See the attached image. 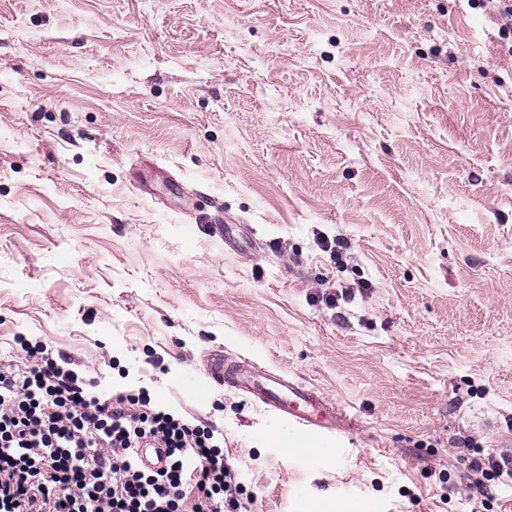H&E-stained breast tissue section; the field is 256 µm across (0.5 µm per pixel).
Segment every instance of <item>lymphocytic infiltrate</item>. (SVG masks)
<instances>
[{
  "label": "lymphocytic infiltrate",
  "instance_id": "f902f5d3",
  "mask_svg": "<svg viewBox=\"0 0 512 512\" xmlns=\"http://www.w3.org/2000/svg\"><path fill=\"white\" fill-rule=\"evenodd\" d=\"M25 350L32 365L0 363V512H248L223 434L163 409L140 410L135 396H88L78 373ZM167 449L163 468H145L143 443ZM471 489L490 500V482L512 477L508 449L468 459Z\"/></svg>",
  "mask_w": 512,
  "mask_h": 512
}]
</instances>
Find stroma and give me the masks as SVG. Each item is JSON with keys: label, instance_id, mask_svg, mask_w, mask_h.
Masks as SVG:
<instances>
[{"label": "stroma", "instance_id": "stroma-1", "mask_svg": "<svg viewBox=\"0 0 512 512\" xmlns=\"http://www.w3.org/2000/svg\"><path fill=\"white\" fill-rule=\"evenodd\" d=\"M19 336L223 433L249 512H470L466 458L512 448L491 14L0 0V361ZM239 356L357 428L306 436L209 375Z\"/></svg>", "mask_w": 512, "mask_h": 512}]
</instances>
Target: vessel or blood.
<instances>
[{"label": "vessel or blood", "mask_w": 512, "mask_h": 512, "mask_svg": "<svg viewBox=\"0 0 512 512\" xmlns=\"http://www.w3.org/2000/svg\"><path fill=\"white\" fill-rule=\"evenodd\" d=\"M211 374L250 394L280 419L312 437L323 438L352 427L351 421L340 410L294 376L241 358L213 365Z\"/></svg>", "instance_id": "vessel-or-blood-1"}]
</instances>
